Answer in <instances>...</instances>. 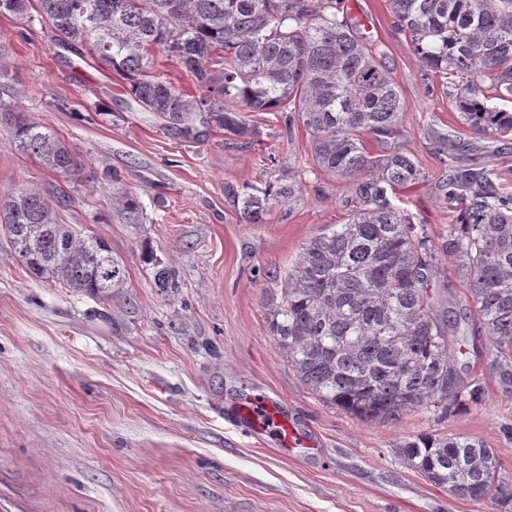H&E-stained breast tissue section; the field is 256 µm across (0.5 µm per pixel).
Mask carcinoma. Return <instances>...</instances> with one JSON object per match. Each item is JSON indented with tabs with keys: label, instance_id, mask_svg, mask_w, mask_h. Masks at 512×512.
Here are the masks:
<instances>
[{
	"label": "carcinoma",
	"instance_id": "carcinoma-1",
	"mask_svg": "<svg viewBox=\"0 0 512 512\" xmlns=\"http://www.w3.org/2000/svg\"><path fill=\"white\" fill-rule=\"evenodd\" d=\"M342 0H0L22 23L37 14L59 45L88 50L127 81L144 112L190 135L197 124L253 143L247 112H287L311 137L317 168L348 182L362 208L327 224L288 270L268 326L302 383L323 402L367 420L458 401L449 343L460 319L448 283L434 284L436 255L425 225L395 205V189L425 180L401 151L377 158L364 137L396 132L401 97ZM395 18L424 68L456 90L463 124L481 136L512 133V0H392ZM191 74L187 94L152 74L155 51ZM13 143L52 173L80 163L46 128L14 118ZM460 231L449 242L469 286L473 315L503 362H512V194L482 172L446 182ZM295 183L260 191L224 185V196L259 224L270 197L291 200ZM70 195L21 187L0 203V228L27 273L102 302L125 283L108 243L64 224ZM404 465L452 494L482 501L501 481L493 449L469 438L421 436L396 449Z\"/></svg>",
	"mask_w": 512,
	"mask_h": 512
}]
</instances>
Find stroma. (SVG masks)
<instances>
[{
  "instance_id": "35a3bbf8",
  "label": "stroma",
  "mask_w": 512,
  "mask_h": 512,
  "mask_svg": "<svg viewBox=\"0 0 512 512\" xmlns=\"http://www.w3.org/2000/svg\"><path fill=\"white\" fill-rule=\"evenodd\" d=\"M345 5L403 108L392 138L367 139V149L408 152L426 175L399 198L426 224L436 282L467 314L455 369L477 399L441 419L364 420L307 389L278 347L272 295L308 238L361 206L349 184L315 172L303 126L253 112L252 147L216 128L183 137L139 111L124 80L87 51L0 15V110L47 126L81 163L73 176L48 173L0 124V199L63 187L73 199L64 223L108 242L126 271L120 297L102 302L29 277L0 234V512H512V376L468 313L448 250L457 214L443 196L452 159L512 192V135L472 151L475 135L397 29L391 0ZM291 174L294 201L270 202L263 223H246L224 198L225 183L262 189ZM127 192L139 223L116 202ZM161 265L175 272L165 294L154 286ZM262 396L305 447L273 443L240 419ZM421 436L493 448L506 493L475 502L408 469L395 450Z\"/></svg>"
}]
</instances>
